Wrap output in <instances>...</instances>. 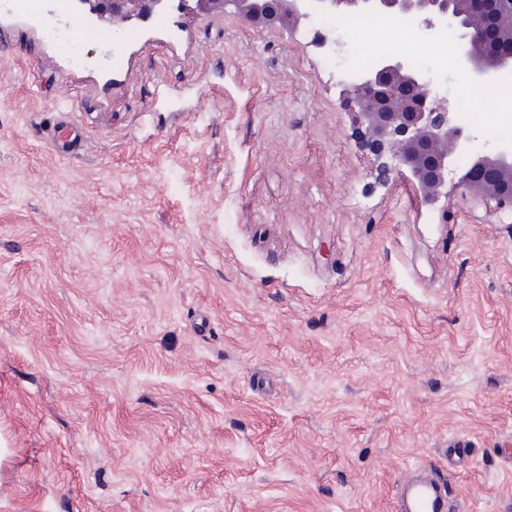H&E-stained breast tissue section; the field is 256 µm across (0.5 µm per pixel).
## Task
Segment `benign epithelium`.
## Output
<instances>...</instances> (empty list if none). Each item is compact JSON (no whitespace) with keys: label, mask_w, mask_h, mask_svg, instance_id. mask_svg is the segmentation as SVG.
I'll list each match as a JSON object with an SVG mask.
<instances>
[{"label":"benign epithelium","mask_w":512,"mask_h":512,"mask_svg":"<svg viewBox=\"0 0 512 512\" xmlns=\"http://www.w3.org/2000/svg\"><path fill=\"white\" fill-rule=\"evenodd\" d=\"M207 9L220 4L248 22L273 25L288 11V21L314 15L387 13L406 16L426 37L450 24L462 30L457 66L478 85L512 72V49L490 48L488 33L512 43V0H181ZM100 23L146 19L165 9L168 0H80ZM346 109L356 118L355 137L360 149L374 157L379 179L393 174L411 177L424 201L434 205L448 198V171L463 157H471L496 171L493 181L464 173L458 185L493 210L512 209V142L469 154L475 135L454 123L447 99L430 89L425 74L407 56L394 53L376 59L357 80L348 83L343 96Z\"/></svg>","instance_id":"1"}]
</instances>
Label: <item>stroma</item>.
<instances>
[{
	"label": "stroma",
	"mask_w": 512,
	"mask_h": 512,
	"mask_svg": "<svg viewBox=\"0 0 512 512\" xmlns=\"http://www.w3.org/2000/svg\"><path fill=\"white\" fill-rule=\"evenodd\" d=\"M74 18L0 12V512H395L458 442L450 500L512 512V214L379 181L309 22ZM400 43L453 97L457 36L351 39ZM83 142L82 126L73 112H58L52 123L51 143L54 151L61 156L74 154Z\"/></svg>",
	"instance_id": "35a3bbf8"
}]
</instances>
